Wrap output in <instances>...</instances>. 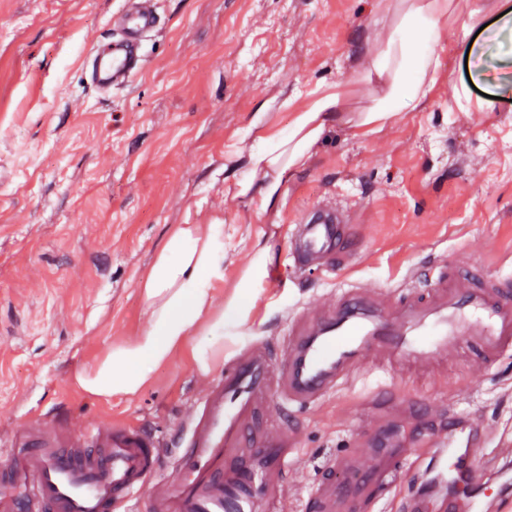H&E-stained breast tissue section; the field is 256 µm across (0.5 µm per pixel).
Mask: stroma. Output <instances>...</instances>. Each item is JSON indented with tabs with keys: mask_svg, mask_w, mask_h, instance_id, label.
<instances>
[{
	"mask_svg": "<svg viewBox=\"0 0 512 512\" xmlns=\"http://www.w3.org/2000/svg\"><path fill=\"white\" fill-rule=\"evenodd\" d=\"M411 2L158 0L162 28L144 41V70L104 95L82 57L113 36L121 0H0V476L20 430L61 425L80 437L103 422L151 431L164 448L155 475L170 472L194 400L223 374V337L196 331L133 397L90 395L74 377L150 328L141 284L178 225L222 221L214 306L233 320L236 303L249 305L241 332L261 334L277 357L289 302L326 303L335 283L396 286L460 259L512 275V90H499L512 68L501 70L486 29L505 0H447L434 46L442 68L421 109L363 125L389 78L362 84L352 72L386 50ZM474 40L480 52L466 55ZM333 89L336 120L289 170L276 203L261 207L260 174L240 192L258 137L289 131ZM492 93L500 99L489 108ZM324 205L349 211L365 235L332 281L286 264L295 221ZM256 246L272 257L269 278L291 289L267 280L239 289ZM474 358L469 347L417 372L366 375L303 411L283 506L301 512L321 462L359 448L368 391L385 380L407 397L432 394L429 421L402 429L413 464L387 512L427 490L420 463L445 395L512 435V356L486 367Z\"/></svg>",
	"mask_w": 512,
	"mask_h": 512,
	"instance_id": "35a3bbf8",
	"label": "stroma"
}]
</instances>
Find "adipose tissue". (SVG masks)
<instances>
[{
	"label": "adipose tissue",
	"mask_w": 512,
	"mask_h": 512,
	"mask_svg": "<svg viewBox=\"0 0 512 512\" xmlns=\"http://www.w3.org/2000/svg\"><path fill=\"white\" fill-rule=\"evenodd\" d=\"M442 67L438 54L422 57L409 54L402 39L389 42L384 57L375 59L371 70L355 72L362 83L371 72L391 70V85L368 111L365 122L385 124L396 113L417 111ZM341 103L332 92L315 100L307 112L298 115L289 137L264 136L250 155L252 171H271L275 181L260 192L263 206H271L278 193L280 177L299 162L331 123ZM224 284V227L191 224L177 227L158 254L142 288L152 309V324L133 343L115 349L97 367L93 376L77 375V382L100 397L137 393L149 377L152 366L169 358L173 350L199 328L215 336L224 333V314L213 307V290Z\"/></svg>",
	"instance_id": "1"
}]
</instances>
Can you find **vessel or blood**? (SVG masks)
<instances>
[{
  "label": "vessel or blood",
  "instance_id": "vessel-or-blood-1",
  "mask_svg": "<svg viewBox=\"0 0 512 512\" xmlns=\"http://www.w3.org/2000/svg\"><path fill=\"white\" fill-rule=\"evenodd\" d=\"M158 22L154 0H125L120 36L87 61L90 85L101 92L126 86L142 67L143 37ZM296 224L300 243L289 255L296 267L329 263L352 235L333 209L322 222L303 216ZM284 336L280 364L257 340L225 353L222 379L197 403L171 474L146 502L137 494L155 471L157 441L137 426L105 423L75 450L60 431L23 432L12 449L15 473L0 487V512H266L280 499L297 446L294 434L271 426L269 409L301 411L355 383L365 368H423L466 344L475 345L479 364L496 362L512 352V279L459 261L406 290L345 285L324 305L296 306ZM396 396L384 384L369 391L373 413L360 449L323 461L308 512H378L384 489L412 455L406 441L386 442L402 423L383 410ZM446 428L429 457L431 471L451 485L442 512H512L499 470L512 462V438L453 404ZM479 448L489 456L476 458Z\"/></svg>",
  "mask_w": 512,
  "mask_h": 512
}]
</instances>
